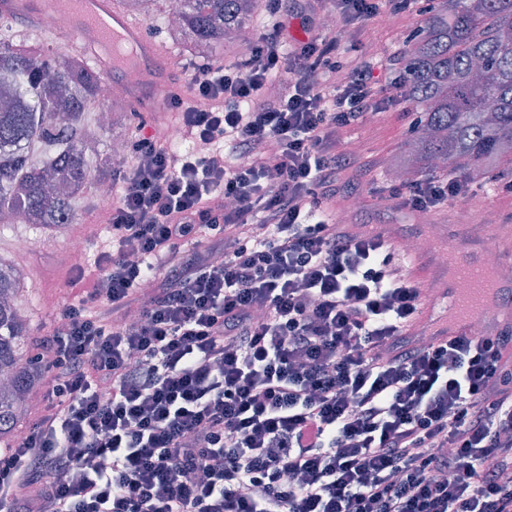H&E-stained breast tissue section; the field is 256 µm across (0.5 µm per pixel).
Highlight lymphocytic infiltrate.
<instances>
[{
    "instance_id": "f902f5d3",
    "label": "lymphocytic infiltrate",
    "mask_w": 512,
    "mask_h": 512,
    "mask_svg": "<svg viewBox=\"0 0 512 512\" xmlns=\"http://www.w3.org/2000/svg\"><path fill=\"white\" fill-rule=\"evenodd\" d=\"M332 2L361 28L416 0ZM284 3L170 95L207 153L131 145L111 245L32 357L52 379L0 450V512H512V332L413 333L397 243L336 218L338 174L376 166L341 132L404 76L334 38L287 48ZM471 195L453 174L394 193L408 215Z\"/></svg>"
}]
</instances>
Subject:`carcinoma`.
I'll return each mask as SVG.
<instances>
[{
    "label": "carcinoma",
    "mask_w": 512,
    "mask_h": 512,
    "mask_svg": "<svg viewBox=\"0 0 512 512\" xmlns=\"http://www.w3.org/2000/svg\"><path fill=\"white\" fill-rule=\"evenodd\" d=\"M257 0H180L178 31L196 47L224 45L249 27ZM406 96L420 112L410 143L414 169L480 172L512 161V0H438L413 50L403 60ZM98 72L80 57L25 48L0 35V220L60 227L72 201L91 181L112 177L99 140H88L84 114L102 105ZM55 148L30 159L33 144ZM19 277L0 261V439L12 437L23 415L31 373L21 366L26 323L15 299Z\"/></svg>",
    "instance_id": "1"
}]
</instances>
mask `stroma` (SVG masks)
Masks as SVG:
<instances>
[{"instance_id": "obj_1", "label": "stroma", "mask_w": 512, "mask_h": 512, "mask_svg": "<svg viewBox=\"0 0 512 512\" xmlns=\"http://www.w3.org/2000/svg\"><path fill=\"white\" fill-rule=\"evenodd\" d=\"M161 0H155L151 15H136L135 20L147 29L150 38L158 45L163 55L172 61L171 82L174 87L185 88L186 70L199 65L200 60L190 45L175 41L173 34L157 21L162 11ZM331 11L330 4H322L316 12H309L299 5L289 4L286 19V35L289 40H304L316 34L335 37L336 32L324 28L321 19ZM424 15L412 13L394 20L379 21L368 26L361 40L380 48L379 75L396 73L407 53L402 35L405 31L423 27ZM0 25L9 29L17 44L53 51H65L66 46L58 41L51 29L41 26L39 20L0 8ZM107 94L116 106L112 136L131 142L139 130H162L172 126L173 120L166 112H141L128 100L123 85H108ZM409 102H401L386 112L368 116L366 122L344 130L343 138L348 143H358V152L376 158L380 162L370 176L355 183L351 191L359 201L357 207L349 209L348 220L353 224H401L404 237L415 235L414 217L397 211L389 198L390 180L384 169L394 156L400 155L412 137V119ZM475 196L480 197L481 206L474 210L472 221L476 224L512 225V192L505 190L504 182L491 179L480 173H472ZM111 201L102 199L93 189H85L74 204V223L60 228H46L35 224H0V259L11 262L20 274L18 306L25 316L30 342H37L53 327L56 312L75 299V289L69 288L72 265L68 259L66 242L76 238L85 247L86 263H93L106 235V217ZM25 238L31 243L29 251L20 253L15 249L17 239Z\"/></svg>"}]
</instances>
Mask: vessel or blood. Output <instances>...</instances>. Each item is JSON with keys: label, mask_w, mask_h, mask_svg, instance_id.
<instances>
[{"label": "vessel or blood", "mask_w": 512, "mask_h": 512, "mask_svg": "<svg viewBox=\"0 0 512 512\" xmlns=\"http://www.w3.org/2000/svg\"><path fill=\"white\" fill-rule=\"evenodd\" d=\"M9 9L39 15L51 9L67 15L64 41L89 52L106 78L123 76L128 69L140 74L127 93L144 112H162L171 89L169 66L143 26L130 19L117 0H10ZM456 265L460 282L448 280L447 270L431 250L415 253L409 273L425 289L417 330L441 339L469 334L475 320L485 322L488 335L512 328V285L495 287L480 271V255L496 252L512 258V238L500 227L460 224L442 241Z\"/></svg>", "instance_id": "obj_1"}]
</instances>
